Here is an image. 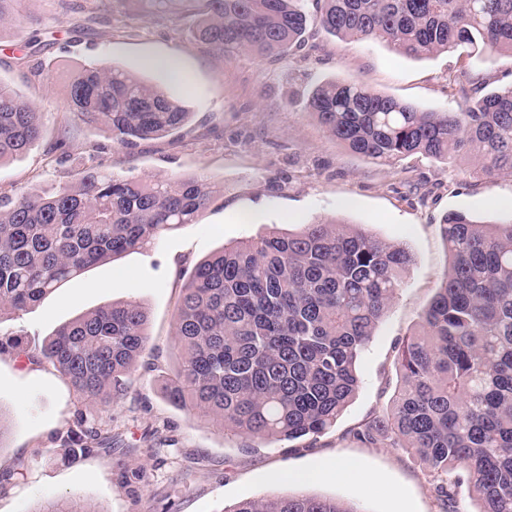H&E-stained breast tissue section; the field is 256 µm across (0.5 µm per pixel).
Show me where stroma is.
Listing matches in <instances>:
<instances>
[{
    "label": "stroma",
    "instance_id": "obj_1",
    "mask_svg": "<svg viewBox=\"0 0 512 512\" xmlns=\"http://www.w3.org/2000/svg\"><path fill=\"white\" fill-rule=\"evenodd\" d=\"M12 15L0 23V82L41 111L43 136L0 165V194L49 191L75 182L89 165L126 176L202 175L224 192L194 223L94 265L27 311L0 318V336L32 351L61 325L134 300L148 314L149 333L129 393L106 408L82 401L52 367L0 354V414L9 426L0 471L23 472L0 494V512H33L60 495L91 512H224L242 500L288 493L340 499L359 512H439L416 459L361 443L352 431L391 407L394 347L415 329L450 264L442 218L455 211L486 223L512 218V177H473L468 155L450 166L417 155L394 166L373 163L336 143L304 111L303 99L314 84L336 79L425 111H452L461 71L491 73V88L501 89L512 85V57L491 64L448 53L412 59L382 42L349 43L318 31L285 62L248 53L220 58L190 34V0H14ZM164 60L178 64L183 81L161 68ZM90 61L140 74L183 101L192 116L182 136L121 148L67 111L68 77ZM335 218L405 246L413 257L362 355L360 388L335 426L313 439L267 446L169 404L164 385L182 273L266 228L298 233L307 222ZM81 416L120 436L121 446L66 457L57 436ZM346 457L360 462L368 481L281 477ZM138 472L143 480H135Z\"/></svg>",
    "mask_w": 512,
    "mask_h": 512
}]
</instances>
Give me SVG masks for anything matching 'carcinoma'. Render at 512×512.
I'll use <instances>...</instances> for the list:
<instances>
[{"mask_svg":"<svg viewBox=\"0 0 512 512\" xmlns=\"http://www.w3.org/2000/svg\"><path fill=\"white\" fill-rule=\"evenodd\" d=\"M193 38L213 53L285 60L313 25L353 42L379 41L411 58L459 52L512 56V0H200ZM467 77L454 112L423 111L354 82L327 80L307 96L336 142L394 166L420 154L443 164L468 149L478 178L512 176V86ZM67 106L123 147L179 133L190 112L142 77L83 64ZM40 112L0 82V164L41 137ZM220 192L208 179L114 176L88 166L74 184L0 198V317L19 314L98 263L191 224ZM450 267L414 332L394 347L400 384L390 411L362 423L365 444L401 448L448 512V476L467 484L478 512H512V219L484 224L445 215ZM412 255L357 228L314 220L226 246L184 280L174 319L169 402L222 431L267 444L333 427L360 386V358L402 286ZM133 301L82 315L47 337L33 365L52 366L81 399L106 407L128 392L148 339ZM77 420L66 455L116 444ZM33 512H86L49 499ZM224 512H358L350 503L284 495Z\"/></svg>","mask_w":512,"mask_h":512,"instance_id":"obj_1","label":"carcinoma"}]
</instances>
